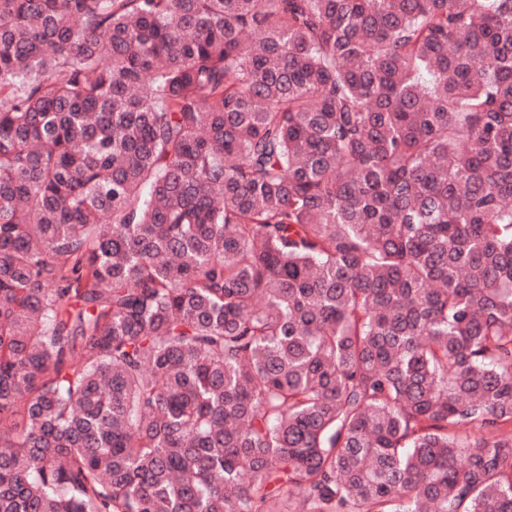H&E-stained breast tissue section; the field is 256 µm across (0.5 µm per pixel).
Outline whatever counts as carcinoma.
Returning <instances> with one entry per match:
<instances>
[{
  "label": "carcinoma",
  "instance_id": "obj_1",
  "mask_svg": "<svg viewBox=\"0 0 512 512\" xmlns=\"http://www.w3.org/2000/svg\"><path fill=\"white\" fill-rule=\"evenodd\" d=\"M512 0H0V512H512Z\"/></svg>",
  "mask_w": 512,
  "mask_h": 512
}]
</instances>
